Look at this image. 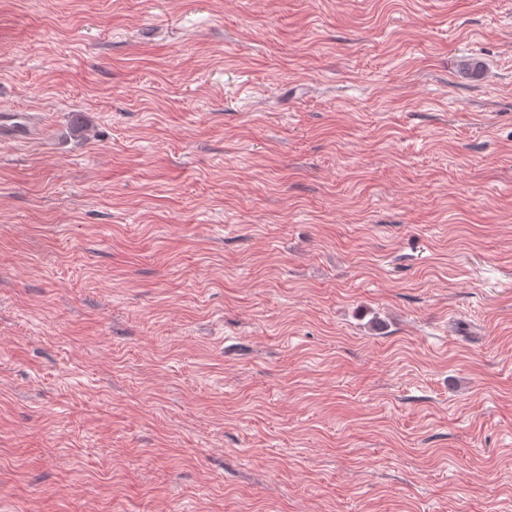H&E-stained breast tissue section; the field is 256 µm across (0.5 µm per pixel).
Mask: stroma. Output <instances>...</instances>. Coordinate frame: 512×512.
<instances>
[{
    "label": "stroma",
    "instance_id": "1",
    "mask_svg": "<svg viewBox=\"0 0 512 512\" xmlns=\"http://www.w3.org/2000/svg\"><path fill=\"white\" fill-rule=\"evenodd\" d=\"M12 110L0 512H512V0H0ZM43 119L38 113L16 111L0 114V141L26 142L40 134Z\"/></svg>",
    "mask_w": 512,
    "mask_h": 512
}]
</instances>
